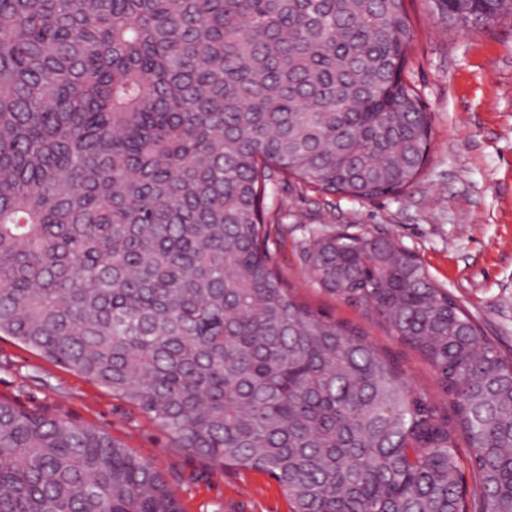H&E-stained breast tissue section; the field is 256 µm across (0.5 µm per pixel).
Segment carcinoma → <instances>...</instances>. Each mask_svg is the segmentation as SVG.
Wrapping results in <instances>:
<instances>
[{
	"label": "carcinoma",
	"instance_id": "carcinoma-1",
	"mask_svg": "<svg viewBox=\"0 0 512 512\" xmlns=\"http://www.w3.org/2000/svg\"><path fill=\"white\" fill-rule=\"evenodd\" d=\"M412 41L405 0H0V335L268 474L290 512H512V357L399 242L316 236L312 282L425 357L451 409L430 403L268 249L278 175L376 199L421 174ZM0 512L182 510L104 431L0 400Z\"/></svg>",
	"mask_w": 512,
	"mask_h": 512
}]
</instances>
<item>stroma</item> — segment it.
Listing matches in <instances>:
<instances>
[{
    "label": "stroma",
    "mask_w": 512,
    "mask_h": 512,
    "mask_svg": "<svg viewBox=\"0 0 512 512\" xmlns=\"http://www.w3.org/2000/svg\"><path fill=\"white\" fill-rule=\"evenodd\" d=\"M413 43L404 72L428 112L429 160L404 192L375 200L267 187L270 248L300 302L357 327L420 392L445 403L426 360L365 308L312 285L303 255L314 236L389 235L415 253L484 336L512 355V17L459 29L431 0H406ZM0 399L107 432L175 488L182 512H289L269 475L223 468L173 447L134 405L10 337L0 338Z\"/></svg>",
    "instance_id": "35a3bbf8"
}]
</instances>
